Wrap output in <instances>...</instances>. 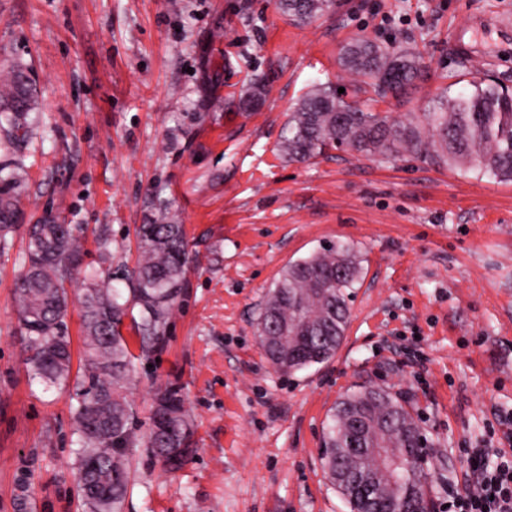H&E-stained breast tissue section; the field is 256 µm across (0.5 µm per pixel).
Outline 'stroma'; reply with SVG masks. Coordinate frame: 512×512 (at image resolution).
I'll use <instances>...</instances> for the list:
<instances>
[{
  "mask_svg": "<svg viewBox=\"0 0 512 512\" xmlns=\"http://www.w3.org/2000/svg\"><path fill=\"white\" fill-rule=\"evenodd\" d=\"M365 37L416 47L427 65L378 109L425 112L466 61L512 87V0H339L297 26L273 0H0V65L36 82L25 141L0 137L27 217L77 229L83 270L66 320L80 361L86 269L125 287L137 230L184 227L190 265L161 340L138 352L129 400L138 434L158 387L180 388L193 452L165 471L127 450L124 512H349L321 460L323 428L356 386L385 388L422 426L441 507L471 475L469 448L512 417V183L416 160L278 151L289 112L315 83L357 76L337 56ZM264 106L238 111L252 80ZM26 228L0 252V512H83L77 386L32 378L14 303ZM355 247L362 279L329 361L288 374L256 333L289 262Z\"/></svg>",
  "mask_w": 512,
  "mask_h": 512,
  "instance_id": "obj_1",
  "label": "stroma"
}]
</instances>
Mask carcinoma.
<instances>
[{
    "instance_id": "1",
    "label": "carcinoma",
    "mask_w": 512,
    "mask_h": 512,
    "mask_svg": "<svg viewBox=\"0 0 512 512\" xmlns=\"http://www.w3.org/2000/svg\"><path fill=\"white\" fill-rule=\"evenodd\" d=\"M288 20L305 24L332 8L328 0H274ZM344 72L368 79L374 95L399 94L422 70L419 52L404 46L360 38L345 45L337 60ZM267 88L254 83L241 93L238 109L254 112ZM34 84L20 65L0 84V131L9 137L25 129L33 110ZM361 157L405 158L458 168L496 181H512V89L490 76L472 78L461 91L448 84L423 118L397 119L346 98L338 86L319 83L288 113L280 153L306 162L331 151ZM17 172L0 168V250L22 218L15 196ZM26 270L15 291V303L26 331L27 361L33 375L54 384L70 383L72 353L64 334L70 297L66 285L82 249L72 228L45 217L30 225ZM141 260L128 294L87 277L81 300L84 351L81 398L74 421L78 434V489L86 512H123L129 487L127 448L137 441L127 387L135 354L122 334L125 318L138 333L140 351L161 339L160 333L177 304L190 262L183 227L160 218L138 228ZM362 266L353 246L338 243L288 264L269 292L257 322L261 345L274 367L292 373L331 359L349 322L351 289L361 280ZM288 328L291 339L279 347L266 333ZM167 416L168 431L155 426L142 443L169 470L188 459L191 425L180 389L168 385L155 394L151 415ZM423 435L405 405L386 389L360 386L336 405L325 426L323 448L340 449V459L322 454L325 469L369 480L381 494L398 484L401 495L423 499L425 482L415 470L402 469L398 480L382 466L379 450L414 447Z\"/></svg>"
}]
</instances>
